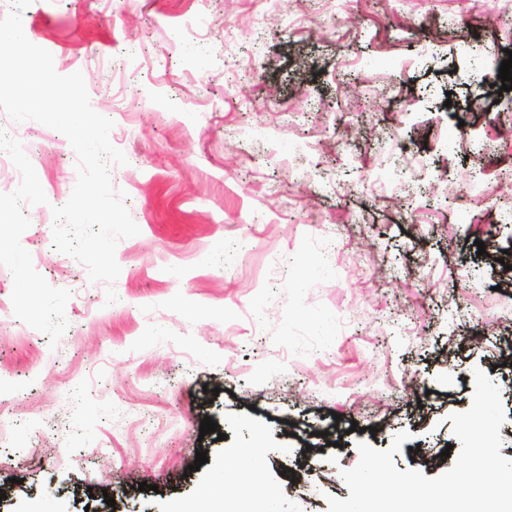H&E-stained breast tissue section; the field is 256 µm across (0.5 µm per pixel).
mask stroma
I'll return each mask as SVG.
<instances>
[{
  "instance_id": "stroma-1",
  "label": "stroma",
  "mask_w": 512,
  "mask_h": 512,
  "mask_svg": "<svg viewBox=\"0 0 512 512\" xmlns=\"http://www.w3.org/2000/svg\"><path fill=\"white\" fill-rule=\"evenodd\" d=\"M22 22L113 121L111 180L140 233L117 245L111 304L52 223L22 234L71 292L55 348L15 316L0 265V512H221L203 491L246 498L251 449L284 512H327L359 442L406 431L398 470L450 469L478 369L512 459V91L491 69L512 0H33ZM0 131L34 142L64 205L69 140ZM97 486L114 505L88 500Z\"/></svg>"
}]
</instances>
